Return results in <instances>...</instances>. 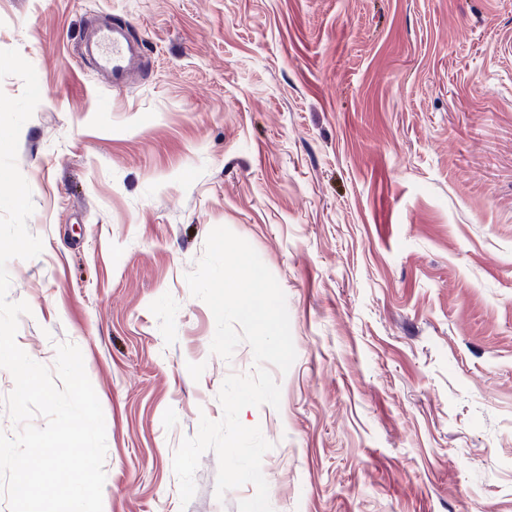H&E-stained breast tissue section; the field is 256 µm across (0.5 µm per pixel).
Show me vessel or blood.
<instances>
[{
	"mask_svg": "<svg viewBox=\"0 0 512 512\" xmlns=\"http://www.w3.org/2000/svg\"><path fill=\"white\" fill-rule=\"evenodd\" d=\"M78 54L112 88H126L140 66L141 43L123 26L94 23L82 31Z\"/></svg>",
	"mask_w": 512,
	"mask_h": 512,
	"instance_id": "vessel-or-blood-1",
	"label": "vessel or blood"
}]
</instances>
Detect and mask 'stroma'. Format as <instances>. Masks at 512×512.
Here are the masks:
<instances>
[{
    "instance_id": "obj_1",
    "label": "stroma",
    "mask_w": 512,
    "mask_h": 512,
    "mask_svg": "<svg viewBox=\"0 0 512 512\" xmlns=\"http://www.w3.org/2000/svg\"><path fill=\"white\" fill-rule=\"evenodd\" d=\"M127 23L147 68L85 69L84 19ZM41 100L17 165L43 241L7 269L16 342L82 352L103 409L104 512H238L174 452L254 370L213 355L187 273L245 239L286 296L296 360L273 512H512V0H0V50Z\"/></svg>"
}]
</instances>
